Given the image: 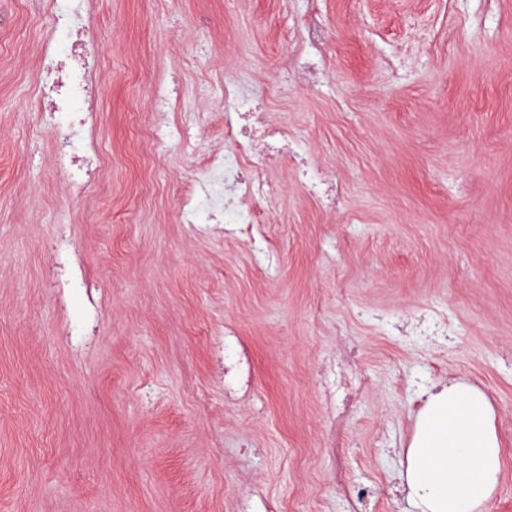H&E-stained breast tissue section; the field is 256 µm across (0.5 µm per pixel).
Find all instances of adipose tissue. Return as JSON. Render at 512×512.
<instances>
[{
	"label": "adipose tissue",
	"instance_id": "1",
	"mask_svg": "<svg viewBox=\"0 0 512 512\" xmlns=\"http://www.w3.org/2000/svg\"><path fill=\"white\" fill-rule=\"evenodd\" d=\"M405 461L410 512H488L503 466L488 396L459 381L429 393Z\"/></svg>",
	"mask_w": 512,
	"mask_h": 512
}]
</instances>
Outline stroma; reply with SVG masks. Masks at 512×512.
Listing matches in <instances>:
<instances>
[{
  "label": "stroma",
  "mask_w": 512,
  "mask_h": 512,
  "mask_svg": "<svg viewBox=\"0 0 512 512\" xmlns=\"http://www.w3.org/2000/svg\"><path fill=\"white\" fill-rule=\"evenodd\" d=\"M86 7L101 181L71 198L34 103L45 0H0V512H406L416 416L452 380L492 403L488 508L512 512V0ZM228 90L345 188L325 208L282 157L261 262L179 221ZM63 225L105 304L80 357L81 305L47 287Z\"/></svg>",
  "instance_id": "1"
}]
</instances>
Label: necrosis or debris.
Here are the masks:
<instances>
[{"mask_svg": "<svg viewBox=\"0 0 512 512\" xmlns=\"http://www.w3.org/2000/svg\"><path fill=\"white\" fill-rule=\"evenodd\" d=\"M51 27L62 37L58 51L45 58V75L39 80L40 109L61 135L55 173L65 191L85 195L91 184V145L84 131L96 120L94 111L71 121L68 107L90 97L95 63L90 47L94 37L90 22L67 0H53ZM258 106L235 105L225 127L230 144L224 152L208 154L199 166L190 190L179 201L182 223L200 231L211 224H236L248 234L261 216L274 211L280 189L265 170L267 159L280 153L300 156L296 139L283 128L258 117Z\"/></svg>", "mask_w": 512, "mask_h": 512, "instance_id": "obj_1", "label": "necrosis or debris"}]
</instances>
